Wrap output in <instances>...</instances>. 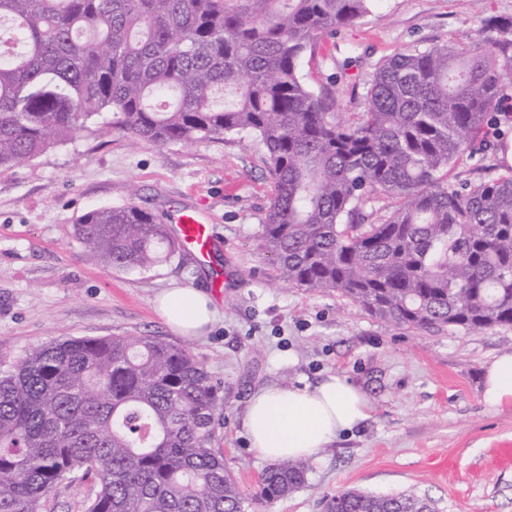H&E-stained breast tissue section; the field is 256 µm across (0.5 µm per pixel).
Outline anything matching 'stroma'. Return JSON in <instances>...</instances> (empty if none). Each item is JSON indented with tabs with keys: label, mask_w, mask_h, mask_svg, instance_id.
Segmentation results:
<instances>
[{
	"label": "stroma",
	"mask_w": 512,
	"mask_h": 512,
	"mask_svg": "<svg viewBox=\"0 0 512 512\" xmlns=\"http://www.w3.org/2000/svg\"><path fill=\"white\" fill-rule=\"evenodd\" d=\"M490 15L512 17V0H378L355 24L324 37L302 72L331 90L338 111L356 112L379 61L464 41ZM511 167L512 151L477 154L460 160L448 181L476 183ZM270 193L263 152L236 136L156 146L91 128L0 168V367L56 340L157 336L188 349L220 383L213 445L249 498L248 512H326L327 499L348 489L412 492L438 512H512V407L489 411L480 395L484 365L512 352V326L408 330L337 293L272 281L255 246ZM130 202L165 221L184 210L200 214L216 233L209 257L182 249L134 272L87 264L71 235L76 218ZM175 285L215 299L205 335L175 333L154 311L155 295ZM331 372L368 392L370 419L309 459L297 491L253 503L266 463L242 426L252 393L312 385Z\"/></svg>",
	"instance_id": "35a3bbf8"
}]
</instances>
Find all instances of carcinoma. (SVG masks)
<instances>
[{
    "label": "carcinoma",
    "instance_id": "obj_1",
    "mask_svg": "<svg viewBox=\"0 0 512 512\" xmlns=\"http://www.w3.org/2000/svg\"><path fill=\"white\" fill-rule=\"evenodd\" d=\"M372 0H0V168L98 131L134 142L251 137L272 193L257 250L273 279L336 292L417 331L512 325V172L448 184L466 155L499 151L512 88V17L480 20L466 49L396 53L372 72L352 120L302 75L325 35ZM379 196L396 200L377 223ZM87 260L147 269L178 244L134 203L81 215ZM224 397L203 363L156 336L54 341L0 370V512H44L77 476L85 512H245L211 448ZM305 461L275 463L254 500L301 487ZM327 512H437L405 492L351 489Z\"/></svg>",
    "mask_w": 512,
    "mask_h": 512
}]
</instances>
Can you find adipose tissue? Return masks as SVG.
Returning <instances> with one entry per match:
<instances>
[{"label": "adipose tissue", "instance_id": "adipose-tissue-1", "mask_svg": "<svg viewBox=\"0 0 512 512\" xmlns=\"http://www.w3.org/2000/svg\"><path fill=\"white\" fill-rule=\"evenodd\" d=\"M154 307L176 333L199 336L216 318L203 289L177 286L157 295ZM481 401L493 412L512 406V352L490 362L482 375ZM373 403L363 389L342 374L314 385L264 386L250 398L242 418L251 451L265 461L307 459L343 432L368 420Z\"/></svg>", "mask_w": 512, "mask_h": 512}]
</instances>
